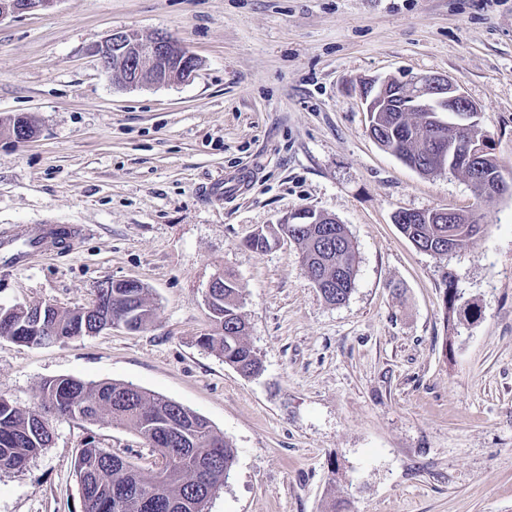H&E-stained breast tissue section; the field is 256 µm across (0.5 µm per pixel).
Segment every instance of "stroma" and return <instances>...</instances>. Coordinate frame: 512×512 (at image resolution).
<instances>
[{"instance_id":"obj_1","label":"stroma","mask_w":512,"mask_h":512,"mask_svg":"<svg viewBox=\"0 0 512 512\" xmlns=\"http://www.w3.org/2000/svg\"><path fill=\"white\" fill-rule=\"evenodd\" d=\"M123 29L175 38L197 70L127 87L91 52ZM421 74L461 81L512 182V0H56L1 17L0 225L91 232L69 257L0 269V306L81 308L136 279L155 316L64 343L0 338V396L29 407L65 376L202 415L236 450L205 512H512V196L484 202L462 174L408 167L370 137L359 96L362 79ZM17 115L31 141L9 131ZM232 173L244 194L206 195ZM437 208L484 230L419 251L393 215ZM302 209L355 245L344 303L324 300L279 229ZM259 231L264 252L245 245ZM218 273L241 288L257 376L198 342ZM89 442L156 460L110 416L62 420L0 472V512H83L74 461Z\"/></svg>"}]
</instances>
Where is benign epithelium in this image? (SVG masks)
<instances>
[{
	"label": "benign epithelium",
	"instance_id": "1",
	"mask_svg": "<svg viewBox=\"0 0 512 512\" xmlns=\"http://www.w3.org/2000/svg\"><path fill=\"white\" fill-rule=\"evenodd\" d=\"M57 0H0V18L47 9ZM104 69L112 61L125 64V84L131 88L184 81L197 69V58L174 38L163 33L147 37L132 29L115 31L94 49ZM360 96L369 115V129L379 127L381 112H419L428 129L429 160L438 170L448 168V154L456 157L457 170L464 173L482 200L505 194L500 180L484 172L481 156L491 151L486 136L472 137L459 144L448 140V126L468 132L480 127L481 109L467 98L462 84L446 75H417L404 80L373 77L360 81Z\"/></svg>",
	"mask_w": 512,
	"mask_h": 512
}]
</instances>
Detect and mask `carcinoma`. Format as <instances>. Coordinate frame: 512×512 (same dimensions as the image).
<instances>
[{
	"mask_svg": "<svg viewBox=\"0 0 512 512\" xmlns=\"http://www.w3.org/2000/svg\"><path fill=\"white\" fill-rule=\"evenodd\" d=\"M419 138H412L403 153L419 169H434L423 156ZM401 232L416 248L441 254L448 237L460 248L476 236L482 225L458 214L451 224H401ZM288 234L301 248L302 267L320 283L326 302L340 304L348 298L355 279V246L342 224H290ZM240 288L224 278V287L212 294L211 329L201 335V346L217 352L224 363L251 377L261 372L257 354L246 342L247 324L239 313ZM131 317V329L149 324L154 309L142 286L128 288L112 283L110 304L99 311ZM40 316L52 326L54 338L64 343L86 336L93 315L84 309L63 310L56 305L0 307V328L21 327ZM43 406L57 417L95 421L109 415L147 441L161 459L162 468L143 470L105 448L95 445L78 450L75 471L84 512H137L127 500L148 501L143 512H203L210 497L228 481L235 448L217 434L201 415L177 402L150 394L132 383L83 381L71 377L44 380L39 386ZM53 425L12 403L0 401V471L19 470L48 447Z\"/></svg>",
	"mask_w": 512,
	"mask_h": 512,
	"instance_id": "obj_1",
	"label": "carcinoma"
}]
</instances>
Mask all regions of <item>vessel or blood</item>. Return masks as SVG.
Returning <instances> with one entry per match:
<instances>
[{
  "instance_id": "1",
  "label": "vessel or blood",
  "mask_w": 512,
  "mask_h": 512,
  "mask_svg": "<svg viewBox=\"0 0 512 512\" xmlns=\"http://www.w3.org/2000/svg\"><path fill=\"white\" fill-rule=\"evenodd\" d=\"M89 232L85 224H8L0 228V268H24L46 256L70 254Z\"/></svg>"
}]
</instances>
